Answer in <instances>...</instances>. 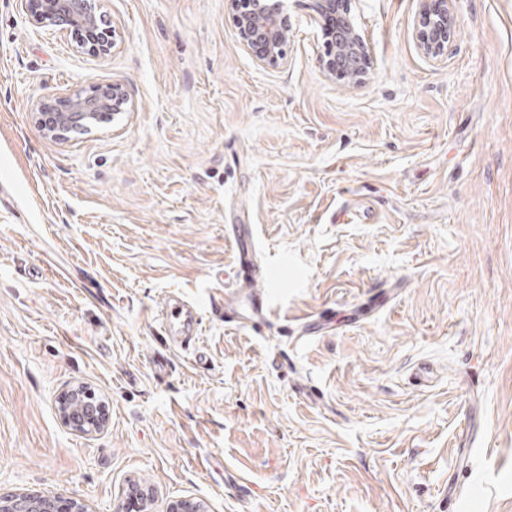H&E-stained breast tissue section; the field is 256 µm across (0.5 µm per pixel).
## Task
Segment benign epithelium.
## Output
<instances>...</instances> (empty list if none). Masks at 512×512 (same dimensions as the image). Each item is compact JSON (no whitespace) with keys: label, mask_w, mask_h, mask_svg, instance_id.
<instances>
[{"label":"benign epithelium","mask_w":512,"mask_h":512,"mask_svg":"<svg viewBox=\"0 0 512 512\" xmlns=\"http://www.w3.org/2000/svg\"><path fill=\"white\" fill-rule=\"evenodd\" d=\"M32 24L84 33L79 48L95 54L111 50L115 31L98 32L99 17L91 0H20ZM241 43L256 54L257 61L277 66L286 57L292 24L281 0H229ZM452 0H421L418 46L424 55L437 58L448 48L456 25ZM316 23L321 26L325 55L320 62L325 73L352 84L361 83L373 67L367 39L344 15L342 0H316ZM133 107L125 87L116 82H91L87 86L40 100L33 114L40 127L56 140H67L75 131H90ZM66 423L85 433L105 427V405L85 385L70 389L61 400ZM0 512H49L48 503L29 494L0 498Z\"/></svg>","instance_id":"1"}]
</instances>
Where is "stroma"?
I'll return each instance as SVG.
<instances>
[{
  "instance_id": "1",
  "label": "stroma",
  "mask_w": 512,
  "mask_h": 512,
  "mask_svg": "<svg viewBox=\"0 0 512 512\" xmlns=\"http://www.w3.org/2000/svg\"><path fill=\"white\" fill-rule=\"evenodd\" d=\"M373 68L327 77L315 0L280 65L228 0H100L105 55L0 0V495L116 512H512V0H345ZM118 82L57 141L32 107ZM252 229L277 325L226 327ZM201 318L163 348V311ZM318 314L314 333L301 316ZM88 385L108 423H64ZM452 0H421L418 18V46L424 55L438 58L448 48L456 25L450 8Z\"/></svg>"
}]
</instances>
